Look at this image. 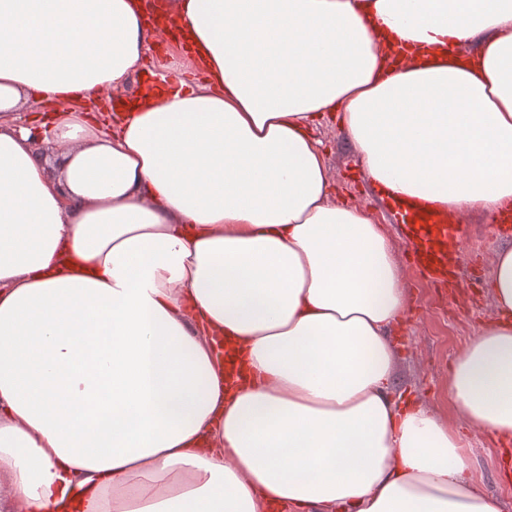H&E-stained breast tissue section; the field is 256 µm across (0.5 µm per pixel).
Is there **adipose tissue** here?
<instances>
[{"label": "adipose tissue", "instance_id": "adipose-tissue-1", "mask_svg": "<svg viewBox=\"0 0 512 512\" xmlns=\"http://www.w3.org/2000/svg\"><path fill=\"white\" fill-rule=\"evenodd\" d=\"M153 15L204 78L99 121ZM334 112L381 198L512 205V0H0V512H503L394 389L403 273ZM490 288L448 397L508 441L512 247Z\"/></svg>", "mask_w": 512, "mask_h": 512}]
</instances>
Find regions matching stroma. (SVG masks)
Instances as JSON below:
<instances>
[{
	"label": "stroma",
	"instance_id": "1",
	"mask_svg": "<svg viewBox=\"0 0 512 512\" xmlns=\"http://www.w3.org/2000/svg\"><path fill=\"white\" fill-rule=\"evenodd\" d=\"M310 133L325 155L336 197L350 205L370 208L378 223L389 224L388 205L373 191L352 144L339 126L338 116L326 114L316 119ZM461 226V265H468L476 256L484 271H491L496 251L503 245H512V231L498 232L495 214L467 212ZM392 244L408 295L403 324L395 334L400 351L396 389L430 407L450 427L465 429L448 399V368L481 326L494 319L490 292L485 289L474 294L462 284L449 290L431 286L413 275L404 243L396 238ZM465 431L475 486L498 496L504 512H512V449L492 435Z\"/></svg>",
	"mask_w": 512,
	"mask_h": 512
}]
</instances>
